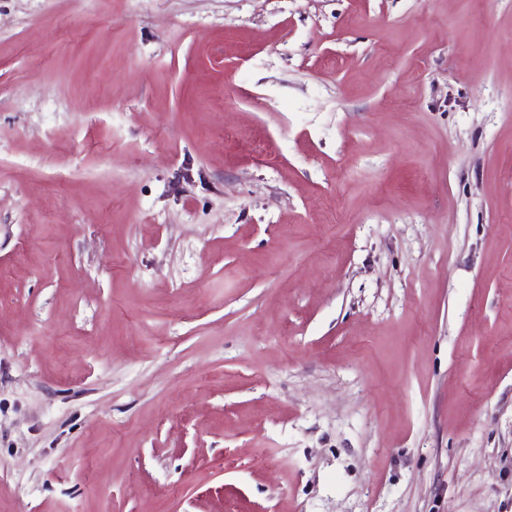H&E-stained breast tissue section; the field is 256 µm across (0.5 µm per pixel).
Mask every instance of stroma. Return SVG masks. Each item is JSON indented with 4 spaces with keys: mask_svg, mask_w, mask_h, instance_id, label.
I'll list each match as a JSON object with an SVG mask.
<instances>
[{
    "mask_svg": "<svg viewBox=\"0 0 512 512\" xmlns=\"http://www.w3.org/2000/svg\"><path fill=\"white\" fill-rule=\"evenodd\" d=\"M0 512H512V0H0Z\"/></svg>",
    "mask_w": 512,
    "mask_h": 512,
    "instance_id": "35a3bbf8",
    "label": "stroma"
}]
</instances>
